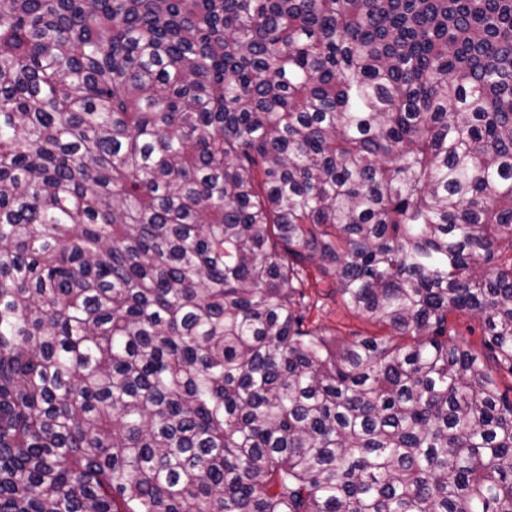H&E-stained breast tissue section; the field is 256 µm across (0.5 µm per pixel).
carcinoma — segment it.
Here are the masks:
<instances>
[{
  "mask_svg": "<svg viewBox=\"0 0 512 512\" xmlns=\"http://www.w3.org/2000/svg\"><path fill=\"white\" fill-rule=\"evenodd\" d=\"M495 369L512 0H0V512H512ZM310 282L312 287L307 291L314 297L319 299L322 307L314 310L310 314V318L314 321V325L322 328L331 339L349 338L352 336H370L379 334L380 330L358 316L352 309L347 307L341 298L335 293H330L334 288H328L331 278H323L319 275L314 266L310 268ZM315 278L323 279L318 288L314 286ZM450 329L460 335L475 350H481L483 329L479 320L469 314L453 313L449 316Z\"/></svg>",
  "mask_w": 512,
  "mask_h": 512,
  "instance_id": "obj_1",
  "label": "carcinoma"
}]
</instances>
